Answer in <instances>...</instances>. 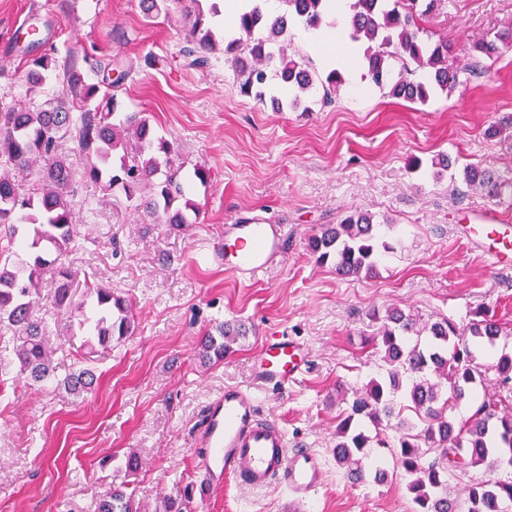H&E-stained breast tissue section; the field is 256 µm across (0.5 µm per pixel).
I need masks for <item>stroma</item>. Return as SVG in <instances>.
Returning a JSON list of instances; mask_svg holds the SVG:
<instances>
[{
  "instance_id": "stroma-1",
  "label": "stroma",
  "mask_w": 512,
  "mask_h": 512,
  "mask_svg": "<svg viewBox=\"0 0 512 512\" xmlns=\"http://www.w3.org/2000/svg\"><path fill=\"white\" fill-rule=\"evenodd\" d=\"M44 24L58 64L71 50L89 56L84 75L125 71L117 98L139 112L178 150L204 167L207 184L190 183L200 207L189 230L143 220L121 189L84 181L85 160L62 143L76 175L71 197L81 248L69 264L129 300L135 330L90 363L96 387L74 396L30 387L17 367L0 377V512H94L115 476L108 457L136 453L129 478L148 512L184 486L198 485L189 448L205 402L228 386L258 388L255 364L266 337L285 332L310 351L308 374L280 392L264 391L265 409L293 441L321 452L327 478L312 512H411L402 476L355 483L336 463V426L354 392L378 373L369 341L373 313L398 307L423 319L445 315L466 326L489 310L505 327L495 352L477 353L488 384L493 364L512 354V273L503 275L467 245L460 214L491 212L512 221V195L491 198L466 189L465 166L512 169V52L481 77L427 104L388 97L368 80L346 81L331 102L321 91L300 96L275 87L276 102L241 93L231 55L210 54L205 67L184 55L191 17L145 18L140 0H0V107H44L63 89L50 79L29 91V49L15 43L24 17ZM512 27V0H445L423 24V39L468 43ZM507 122L501 137L486 128ZM439 153L456 164L439 173ZM421 171L408 167L411 158ZM362 211L391 224L396 246L373 277L341 278L315 262L308 238L342 215ZM260 215L283 225V260L244 282L207 263L223 247L224 225ZM245 326L235 352L220 361L200 355V340L220 322ZM283 492L251 494L225 481L195 512H281Z\"/></svg>"
}]
</instances>
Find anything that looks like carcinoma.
<instances>
[{
  "label": "carcinoma",
  "instance_id": "cac0c4a2",
  "mask_svg": "<svg viewBox=\"0 0 512 512\" xmlns=\"http://www.w3.org/2000/svg\"><path fill=\"white\" fill-rule=\"evenodd\" d=\"M201 0H141L143 12L152 17L171 9L193 11L194 20L185 49L193 63L205 66L206 53L217 48L211 18L219 15L213 2L203 11ZM267 0L239 15L237 36L224 47L233 52L237 78L243 94L259 103L271 99L269 72L279 83L301 93L321 85L323 98L337 94L344 83L332 70L316 81L289 53L284 39L290 22L298 19L308 27L323 22L322 0H277L284 9L271 16ZM441 0H352L348 26L354 42H364L366 79L387 94L415 104H426L437 94L447 96L464 84L462 75L484 67L483 60L496 59L512 47V29L492 38L457 44L445 38L424 41L421 23L434 13ZM427 77L414 78L418 70ZM56 71L51 53L32 59L25 80L32 91L46 84ZM124 73L109 83H89L81 71L80 56L70 54L62 82L67 98L30 110L0 109V367L18 365L20 374L35 384L54 383L71 394L92 388L95 371L81 368L64 377L57 374L47 336L66 320L69 331L79 329L76 353L86 357L96 347L112 348L134 331L135 318L127 301L110 288L98 286L91 277L77 280L64 266L79 247V225L73 223L70 193L73 172L68 158L58 152L69 140L85 158V177L107 189H121L135 207L177 230L192 224L187 211L199 214L197 204L174 202L185 196L188 180L206 184L207 172L193 168L181 174L183 163L166 140H154V130L139 112L117 111L112 89L120 86ZM42 164V189L38 198L19 192L13 171ZM468 187L489 197L512 190V175L496 169L469 165L464 169ZM374 216L365 212L345 215L337 224H324L308 239V250L321 265L332 266L342 278L374 276L393 245L379 233ZM54 278L52 317L39 316L34 297L46 277ZM378 328L373 342L380 346L381 365L354 397L336 427L332 449L336 463L348 476L365 478L363 460L374 448L388 449L407 480L413 512H508L512 509V478L476 481L465 497L448 496V474L494 463L512 467V355L498 357L493 368L499 385L485 386V372L476 364L474 349H492L504 329L494 316L462 329L441 316L422 321L417 315L393 307L383 316L373 315ZM239 327L221 322L202 337V358L222 360L232 353ZM482 393L475 411L456 419V406L465 398ZM408 410L390 439L382 437L384 421L395 412ZM435 454L431 462L427 454ZM95 512H145L129 483L122 481L96 500ZM158 512H193L192 491L161 501Z\"/></svg>",
  "mask_w": 512,
  "mask_h": 512
}]
</instances>
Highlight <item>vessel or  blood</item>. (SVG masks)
I'll list each match as a JSON object with an SVG mask.
<instances>
[{
  "mask_svg": "<svg viewBox=\"0 0 512 512\" xmlns=\"http://www.w3.org/2000/svg\"><path fill=\"white\" fill-rule=\"evenodd\" d=\"M469 242L491 267L512 271L511 225L483 215L481 223L472 225ZM285 247L281 225L260 217H242L225 225L224 249L215 252L213 259L223 263L225 271L253 279L276 265ZM261 352L258 375L273 386L298 381L309 361L303 344L284 333L267 337ZM190 454L207 486L222 485L230 477L251 491L283 486L286 512H304L325 481L322 456L293 447L277 419L241 387L225 388L207 404Z\"/></svg>",
  "mask_w": 512,
  "mask_h": 512,
  "instance_id": "b4317fda",
  "label": "vessel or blood"
}]
</instances>
